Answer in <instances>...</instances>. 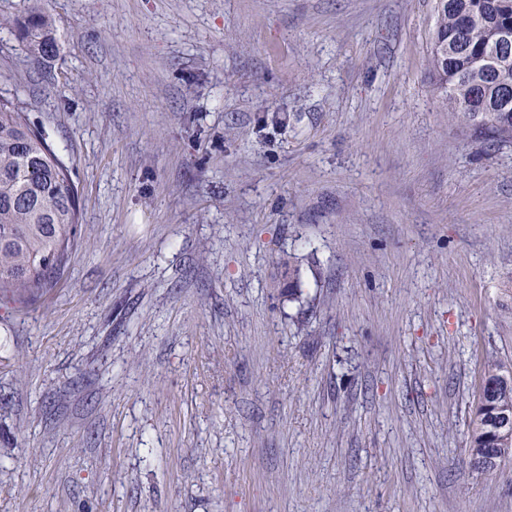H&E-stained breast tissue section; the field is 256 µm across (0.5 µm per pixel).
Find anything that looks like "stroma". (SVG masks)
<instances>
[{"mask_svg": "<svg viewBox=\"0 0 512 512\" xmlns=\"http://www.w3.org/2000/svg\"><path fill=\"white\" fill-rule=\"evenodd\" d=\"M79 191L0 301V512H512L469 463L512 364V143L438 100L435 0H0ZM293 258L294 285L280 263ZM18 25L22 39L30 52L42 64L52 63L59 48L49 17L40 9H33L20 24L10 19H0V27ZM509 369L505 367V364L492 360L488 361L483 379L486 380L487 383H493L496 387H498L496 402L512 408V386L508 389L504 388L502 384L505 381V378L508 377ZM478 404L485 408L494 407L492 400L491 386L481 382L479 389ZM483 407H476L474 416L470 424V435H469V448H470V463L473 469L483 471L480 469L475 462V456L480 453L481 448H490L491 443L485 438V435L489 431L487 427L489 412ZM476 450L477 453L473 451Z\"/></svg>", "mask_w": 512, "mask_h": 512, "instance_id": "stroma-1", "label": "stroma"}]
</instances>
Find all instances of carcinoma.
<instances>
[{
	"label": "carcinoma",
	"mask_w": 512,
	"mask_h": 512,
	"mask_svg": "<svg viewBox=\"0 0 512 512\" xmlns=\"http://www.w3.org/2000/svg\"><path fill=\"white\" fill-rule=\"evenodd\" d=\"M429 56L431 79L448 112L492 143H512V48L493 57L490 38L512 32V0H446L436 4ZM22 39L42 64L59 53L49 17L30 11ZM77 187L46 135L17 103L0 98V299L24 301L53 287L64 274L78 237ZM509 369L492 360L483 379L498 387L496 402L512 408ZM489 412L478 407L470 424L474 456L491 447Z\"/></svg>",
	"instance_id": "cac0c4a2"
}]
</instances>
